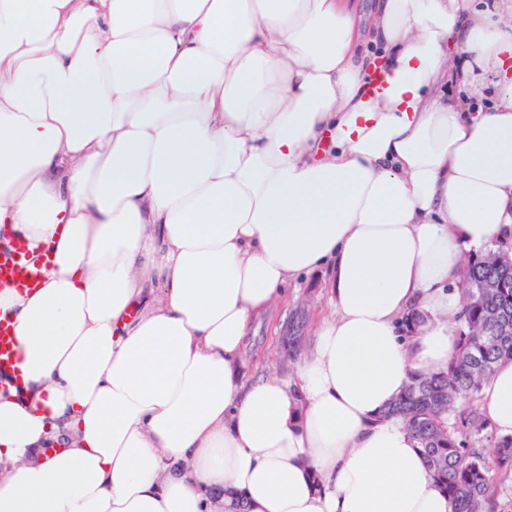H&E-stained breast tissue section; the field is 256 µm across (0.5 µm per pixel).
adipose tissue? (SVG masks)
Listing matches in <instances>:
<instances>
[{
	"mask_svg": "<svg viewBox=\"0 0 512 512\" xmlns=\"http://www.w3.org/2000/svg\"><path fill=\"white\" fill-rule=\"evenodd\" d=\"M13 238L53 262L0 290V512H451L380 416L512 243V0H0ZM321 269L294 377L249 371ZM480 403L512 435L511 361ZM328 288H331L329 275L320 272L308 275L298 283L297 288L289 285L287 303L276 311L270 321L263 320L257 327L256 336H252L248 344V356L263 358L268 369L273 370L280 378L288 380L297 361L306 352L317 323L331 310L328 301ZM292 316H294L292 320L299 321V324L302 325L299 334L305 338L302 347L303 338L299 342L297 340L294 345L296 346L294 356L300 350L295 360H284L288 361V367H283L279 358V334L278 336L275 334V328L279 327L281 322L283 326L284 320ZM294 321H291L288 327L293 329Z\"/></svg>",
	"mask_w": 512,
	"mask_h": 512,
	"instance_id": "ef3b65f1",
	"label": "adipose tissue"
}]
</instances>
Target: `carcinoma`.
<instances>
[{
	"instance_id": "carcinoma-1",
	"label": "carcinoma",
	"mask_w": 512,
	"mask_h": 512,
	"mask_svg": "<svg viewBox=\"0 0 512 512\" xmlns=\"http://www.w3.org/2000/svg\"><path fill=\"white\" fill-rule=\"evenodd\" d=\"M458 276L465 303L455 317L456 353L444 370L412 374L383 417L403 420L453 512H505L512 436H495L486 456L479 443L492 425L479 393L512 361V258L506 248L486 247L464 256Z\"/></svg>"
}]
</instances>
